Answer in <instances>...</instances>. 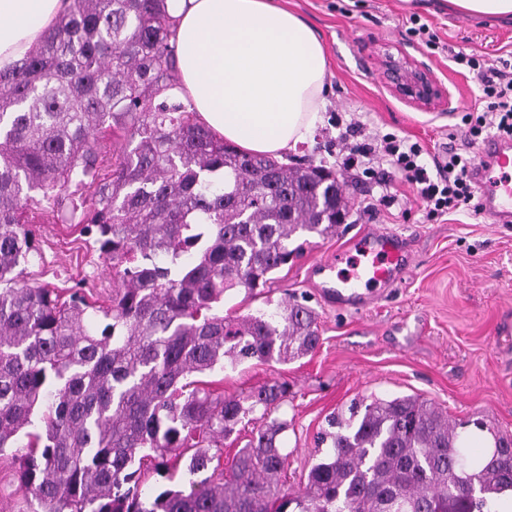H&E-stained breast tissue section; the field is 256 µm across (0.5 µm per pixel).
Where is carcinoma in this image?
Returning <instances> with one entry per match:
<instances>
[{
	"label": "carcinoma",
	"instance_id": "obj_1",
	"mask_svg": "<svg viewBox=\"0 0 512 512\" xmlns=\"http://www.w3.org/2000/svg\"><path fill=\"white\" fill-rule=\"evenodd\" d=\"M166 0H72L15 68L0 72V457L30 512H499L512 495V435L471 447L414 396L373 397L328 419L331 442L292 497L273 416L288 383L244 397L188 380L246 359L313 352L315 312L297 301L224 314L346 211L345 181L323 163L242 152L177 93ZM126 147L107 156L99 139ZM80 224L118 282L95 309L21 280L38 216ZM258 423L229 472L211 452ZM187 459L189 489L144 493L152 466Z\"/></svg>",
	"mask_w": 512,
	"mask_h": 512
}]
</instances>
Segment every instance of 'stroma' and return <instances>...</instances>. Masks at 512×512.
<instances>
[{"label": "stroma", "instance_id": "1", "mask_svg": "<svg viewBox=\"0 0 512 512\" xmlns=\"http://www.w3.org/2000/svg\"><path fill=\"white\" fill-rule=\"evenodd\" d=\"M295 10L316 31L327 54L322 120L309 141L292 150L295 161H326L343 173L349 214L324 236L296 235L301 249L273 274L269 292L247 297L232 290L224 311L244 315L291 295L306 296L318 316L320 344L298 360L225 365L208 374L214 388L242 397L270 380L288 381L281 407L289 422L280 437L287 454L281 480L299 493L310 468L321 461L317 432L328 415L363 397L412 395L435 403L450 422L477 417L512 432V223L456 212L430 221L411 189L392 169L373 177L347 169L342 137L354 120L367 132L394 133L419 142L430 158L442 159L449 134L461 133L462 117L478 105V84L448 55L412 36L419 15L454 49L512 60V20L467 19L403 0H275ZM403 49L426 64L448 90L447 106L408 104L387 87L380 59ZM398 201L378 205L381 184ZM402 236L412 259L408 276L375 306L362 311L331 308L320 300L311 265L347 246L367 229ZM37 252L24 279L51 288L80 287L95 305H108L116 276L79 227L43 221L32 226Z\"/></svg>", "mask_w": 512, "mask_h": 512}]
</instances>
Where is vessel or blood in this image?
Segmentation results:
<instances>
[{"mask_svg":"<svg viewBox=\"0 0 512 512\" xmlns=\"http://www.w3.org/2000/svg\"><path fill=\"white\" fill-rule=\"evenodd\" d=\"M474 181L481 193L484 211L502 224L512 223V142L496 139L480 150ZM354 270L349 277L336 276L338 264ZM411 260L402 238L385 232H369L350 241L346 249L315 262L319 295L329 305L359 310L381 299L385 288L401 281Z\"/></svg>","mask_w":512,"mask_h":512,"instance_id":"1","label":"vessel or blood"}]
</instances>
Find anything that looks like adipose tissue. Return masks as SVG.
<instances>
[{"instance_id": "adipose-tissue-1", "label": "adipose tissue", "mask_w": 512, "mask_h": 512, "mask_svg": "<svg viewBox=\"0 0 512 512\" xmlns=\"http://www.w3.org/2000/svg\"><path fill=\"white\" fill-rule=\"evenodd\" d=\"M70 0H0V70L13 68ZM181 96L201 125L281 156L321 120L327 59L314 29L272 0H167Z\"/></svg>"}]
</instances>
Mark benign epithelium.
Masks as SVG:
<instances>
[{"instance_id":"obj_1","label":"benign epithelium","mask_w":512,"mask_h":512,"mask_svg":"<svg viewBox=\"0 0 512 512\" xmlns=\"http://www.w3.org/2000/svg\"><path fill=\"white\" fill-rule=\"evenodd\" d=\"M382 68L386 83L400 99L425 108L448 102V91L430 68L405 52L386 54Z\"/></svg>"}]
</instances>
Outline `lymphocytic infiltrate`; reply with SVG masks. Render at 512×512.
<instances>
[{
  "label": "lymphocytic infiltrate",
  "instance_id": "1",
  "mask_svg": "<svg viewBox=\"0 0 512 512\" xmlns=\"http://www.w3.org/2000/svg\"><path fill=\"white\" fill-rule=\"evenodd\" d=\"M453 59L468 67L481 90L478 107L465 116L464 153L450 154L431 173L422 158L421 146L393 133L366 137L346 146L348 168H359L370 175L374 164L388 165L415 189L430 219L457 211L480 213L471 175L472 152L488 132L512 140V69L477 54L457 52Z\"/></svg>",
  "mask_w": 512,
  "mask_h": 512
}]
</instances>
